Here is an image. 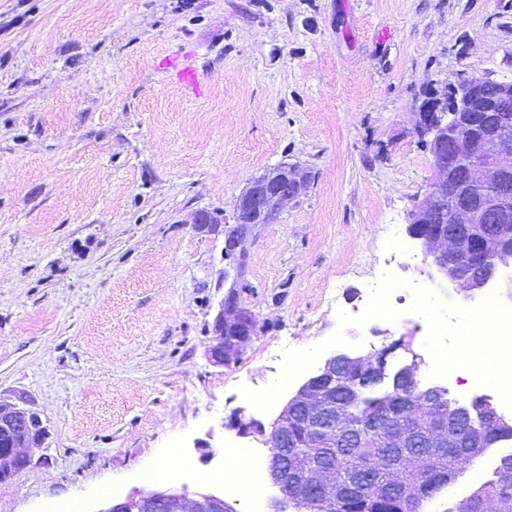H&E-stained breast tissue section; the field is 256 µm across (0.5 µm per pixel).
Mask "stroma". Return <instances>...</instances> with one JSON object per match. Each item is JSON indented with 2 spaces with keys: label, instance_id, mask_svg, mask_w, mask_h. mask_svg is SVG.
<instances>
[{
  "label": "stroma",
  "instance_id": "35a3bbf8",
  "mask_svg": "<svg viewBox=\"0 0 512 512\" xmlns=\"http://www.w3.org/2000/svg\"><path fill=\"white\" fill-rule=\"evenodd\" d=\"M193 64L187 95L165 58ZM512 80V0H0V402L46 429L26 470L0 484V512L82 500L102 512L135 492L223 497L242 415L271 423L335 349L412 356L432 371L417 311L365 316L389 268L436 285L457 326L464 297L421 247L396 253L435 175L415 127L428 93L460 76ZM311 180L278 219L224 258L248 182L280 163ZM236 291L258 331L236 363H210L219 304ZM197 476L128 474L173 454ZM109 483L110 496L97 487Z\"/></svg>",
  "mask_w": 512,
  "mask_h": 512
}]
</instances>
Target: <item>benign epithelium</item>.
I'll return each mask as SVG.
<instances>
[{
    "instance_id": "obj_1",
    "label": "benign epithelium",
    "mask_w": 512,
    "mask_h": 512,
    "mask_svg": "<svg viewBox=\"0 0 512 512\" xmlns=\"http://www.w3.org/2000/svg\"><path fill=\"white\" fill-rule=\"evenodd\" d=\"M485 87L493 89L492 97L482 94ZM508 102H512V80L471 74L436 88L419 112L416 134L429 148L440 177L429 184L426 203L415 206L410 212L408 235L420 242L439 273L465 292L485 287L491 279L489 271L512 263V118L505 112L494 111L496 105ZM300 186V179L288 175L285 164L250 180L238 198L233 214L237 230L225 239L224 254H239L241 239L250 231L251 225L239 219L246 204L273 191L282 207L297 194ZM463 194L475 202L462 204ZM443 214L449 215L452 222L429 232L420 230ZM461 248L465 249V259L460 261L455 254ZM255 333L253 316L244 313L237 294L229 292L213 323L207 349L210 361L217 366L231 365ZM421 364V358L412 356L410 362L397 369L394 381L409 385V392L395 400L406 419L412 421L432 406L447 413L436 431L426 437L424 445L445 444L449 429L465 420L469 428L478 433L476 447H492L495 438L490 435V429L508 426L496 407L486 398H475L466 404L449 397L448 389L443 386L420 384ZM350 368L360 373L356 378L359 389L351 391L354 399L363 388L378 385L389 376L383 357L337 350L325 359L316 375L298 388L271 428L251 420L239 424L240 432L261 437L267 447L274 433L278 447L286 448L288 442L294 440L288 429L290 418L308 428L327 429L325 418L330 413V405L326 404L327 390ZM43 439L44 428L36 414L23 407L0 403V482L30 466L33 450L42 447ZM425 458L426 454L418 451L390 463L396 472L386 493L401 498L409 509L418 497V488L402 482L401 466L418 469ZM305 464V457L297 452L280 458L269 457L267 474L281 493L277 512L290 509L325 512L336 502L342 504L368 496L360 477L336 480L331 470L319 469L312 474L314 490L303 498L298 497L288 489L286 472H296ZM99 512H227V507L223 498L211 493L190 494L185 490L166 489L129 496Z\"/></svg>"
}]
</instances>
